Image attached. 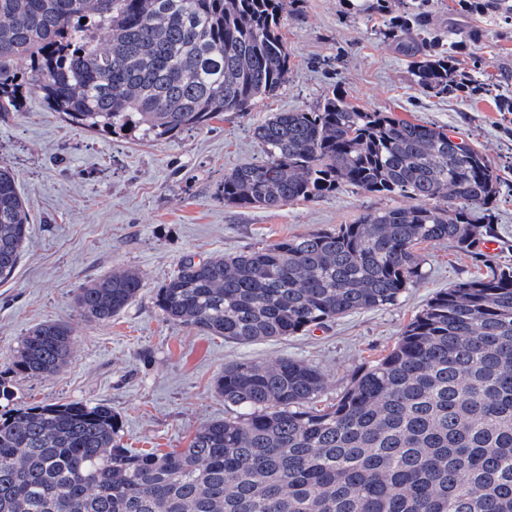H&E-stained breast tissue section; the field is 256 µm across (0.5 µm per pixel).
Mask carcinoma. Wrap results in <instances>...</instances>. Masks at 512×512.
<instances>
[{"instance_id": "obj_1", "label": "carcinoma", "mask_w": 512, "mask_h": 512, "mask_svg": "<svg viewBox=\"0 0 512 512\" xmlns=\"http://www.w3.org/2000/svg\"><path fill=\"white\" fill-rule=\"evenodd\" d=\"M285 0H0V115L21 91L93 131L171 139L224 112H247L285 83ZM86 22H81V19ZM418 23L391 22L396 37ZM108 32L100 47L94 31ZM435 37L401 42L416 84L465 90ZM27 58L18 82L11 62ZM256 162L224 173V203L273 209L353 186L409 207L239 253L183 260L155 292L167 318L249 344L296 336L351 313L394 306L424 277L416 247L472 253L498 237L481 219L500 169L470 140L371 112L332 91L313 108L253 128ZM30 219L16 174L0 166V283L14 273ZM437 291L389 353L333 402L306 361L230 362L216 393L241 412L198 428L185 448L136 452L112 409L82 401L0 411V512H512V267ZM140 274L77 289L106 322L140 295ZM62 322L40 324L13 355L41 377L72 356Z\"/></svg>"}]
</instances>
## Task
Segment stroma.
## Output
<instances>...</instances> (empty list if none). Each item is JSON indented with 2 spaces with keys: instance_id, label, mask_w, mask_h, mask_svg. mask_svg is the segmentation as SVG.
<instances>
[{
  "instance_id": "35a3bbf8",
  "label": "stroma",
  "mask_w": 512,
  "mask_h": 512,
  "mask_svg": "<svg viewBox=\"0 0 512 512\" xmlns=\"http://www.w3.org/2000/svg\"><path fill=\"white\" fill-rule=\"evenodd\" d=\"M413 3L287 0L281 32L291 61L284 87L250 111L224 113L172 139L83 130L33 94L21 111L0 118V164L16 173L31 219L20 263L0 283V377L17 405L104 403L128 447L184 448L198 427L231 412L215 391L225 363L311 362L324 375V402H333L355 370L392 348L435 292L485 273L482 259L448 242L422 244L425 276L397 305L285 340L235 344L164 318L154 292L183 259L244 251L349 224L388 205L410 206V199L350 186L272 210L225 204V172L262 155L254 126L272 112L314 108L334 89L366 110L456 130L494 161L503 185L487 219L499 228L497 261L512 266V114L497 109L499 95H512V18L429 0L425 22L434 34H478L459 55L458 71L486 88L436 96L416 85L409 58L388 34L390 16ZM122 268L140 273V297L109 322L82 318L73 304L77 289ZM48 322L70 326V362L50 376L16 373L19 341Z\"/></svg>"
}]
</instances>
